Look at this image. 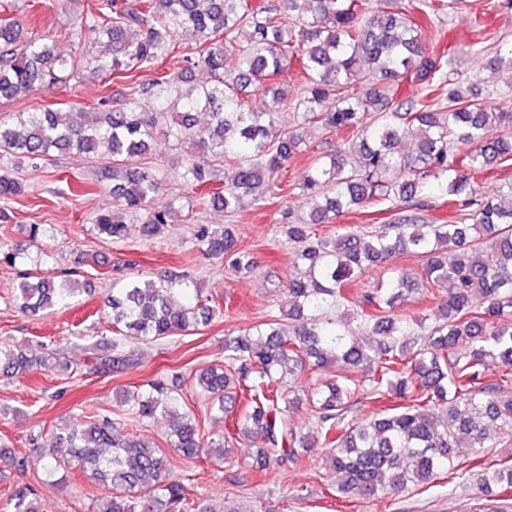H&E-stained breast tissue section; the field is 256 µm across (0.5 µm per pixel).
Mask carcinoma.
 <instances>
[{"label": "carcinoma", "instance_id": "carcinoma-1", "mask_svg": "<svg viewBox=\"0 0 512 512\" xmlns=\"http://www.w3.org/2000/svg\"><path fill=\"white\" fill-rule=\"evenodd\" d=\"M457 2L388 0L376 10L371 0H94L83 35L97 50L68 59L53 53V33L22 39L12 17L16 0H0V99L64 86L82 66L98 73L104 89L90 112L0 117V154L34 161L75 151L105 161L115 205L94 224L114 243L131 236L129 213L147 235L169 224L174 204L158 201L162 177L143 162L159 132L187 150L182 180L227 212L245 199L263 208L281 197L288 163L306 141L303 126L334 131L352 147L311 160L301 187L305 215L280 211L281 232L295 246L288 310L227 341L224 364L192 378L204 412L232 427L204 436L161 377L120 400L134 422L169 417V447L181 460L230 462L231 444L258 432L260 466L314 467L317 448L346 497L369 500L469 472L482 492L512 488V459L495 452L512 440V397L500 396L512 385V182L492 197L476 189L488 167L512 162V112L492 109L478 86L462 81L448 83V101L438 94L451 52L428 45L417 16L437 20ZM184 31L200 40L182 55L177 38ZM476 45L512 87V43ZM229 52L239 59L230 74ZM195 70L209 79L192 85ZM143 71L153 74L151 82L138 80ZM405 79L419 93L396 102L395 87ZM290 88L300 125L281 132L277 109L289 103ZM197 112L208 114L206 126L197 127ZM406 139L415 141L408 152L401 149ZM220 165L233 168L222 186L214 174ZM427 186L457 208L455 223L429 222L421 203ZM23 194L18 178L0 168L1 223L11 220L8 204ZM368 204L387 205L390 222L329 234L314 229ZM194 236L208 254L229 259L234 272L255 271L253 252L237 247L231 225L197 224ZM395 254L422 259V274L396 269L350 311L347 290ZM24 258L22 249H0L1 267L14 269ZM191 285L177 274L122 280L107 299L112 333L155 342L207 324L211 299L182 302ZM81 291L71 273H24L12 299L36 316ZM418 292L435 310L428 327L399 312ZM45 347L35 360L0 346V374L69 370L61 346ZM87 350L99 374L136 365L115 341ZM363 365L370 375L361 384L305 375L307 368ZM302 392L311 407L307 436L287 409ZM384 398L399 403L354 419V406ZM430 406L442 407L440 414L428 413ZM116 429L104 415L45 433L46 481L55 485L73 470L89 474L101 487L93 512H193L165 449L124 441ZM37 500L34 488H19L0 512H39Z\"/></svg>", "mask_w": 512, "mask_h": 512}]
</instances>
